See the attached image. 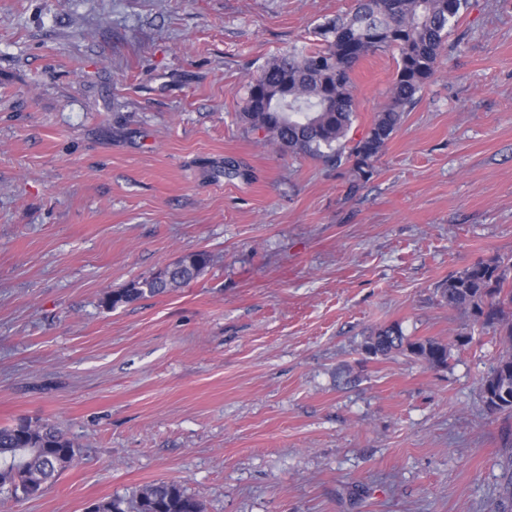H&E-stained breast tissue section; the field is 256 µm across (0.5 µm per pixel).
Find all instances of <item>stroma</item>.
I'll return each mask as SVG.
<instances>
[{"instance_id": "stroma-1", "label": "stroma", "mask_w": 512, "mask_h": 512, "mask_svg": "<svg viewBox=\"0 0 512 512\" xmlns=\"http://www.w3.org/2000/svg\"><path fill=\"white\" fill-rule=\"evenodd\" d=\"M354 6L0 0V425L79 448L0 512L159 480L205 512H512V416L481 394L503 343L436 292L512 257V0H468L353 194L239 114L267 60ZM395 72L390 51L355 66L353 138ZM193 251L189 285L104 306ZM391 325L450 343L447 367L365 354Z\"/></svg>"}]
</instances>
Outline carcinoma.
<instances>
[{"mask_svg":"<svg viewBox=\"0 0 512 512\" xmlns=\"http://www.w3.org/2000/svg\"><path fill=\"white\" fill-rule=\"evenodd\" d=\"M466 0H358L349 16L338 15L321 29L323 46L290 49L268 61L248 83L241 121L260 140L282 154L348 165L357 190L374 173L375 162L416 103V94L436 74L445 40ZM398 52L390 97L369 130L349 138L356 114L351 74L363 58L388 49ZM210 259L188 253L164 272L109 294L110 309L156 296L194 281ZM448 306L471 314L502 338L504 351L481 385L491 415H512V259L479 260L448 275L438 286ZM364 350L386 356L405 351L433 368L448 364V344L434 338L411 339L389 326L365 342ZM78 448L48 421H22L0 427V496L24 501L43 494L75 462ZM89 512H204L202 502L176 482L144 485L91 504Z\"/></svg>","mask_w":512,"mask_h":512,"instance_id":"obj_1","label":"carcinoma"}]
</instances>
